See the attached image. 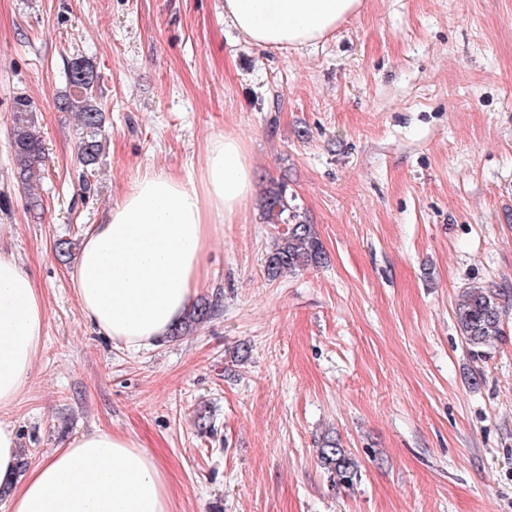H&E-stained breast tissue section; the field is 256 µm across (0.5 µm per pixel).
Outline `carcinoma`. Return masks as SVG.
Here are the masks:
<instances>
[{
    "mask_svg": "<svg viewBox=\"0 0 512 512\" xmlns=\"http://www.w3.org/2000/svg\"><path fill=\"white\" fill-rule=\"evenodd\" d=\"M100 75L84 56L73 57L67 67L66 90L56 99L60 112H74L78 118L77 158L82 170L92 173L105 152V111L97 97ZM33 101L26 96L14 100L12 115V147L16 179L31 187L45 166L46 153L36 125ZM263 218L268 224H282L286 230L274 239L265 259L267 277L274 280L284 272L306 265L321 264L326 254L314 226L301 220L297 207L288 201L284 186L268 189L261 200ZM512 292L506 288L470 286L458 296L454 319L461 338L476 352L490 346L503 333L506 299ZM215 306L207 299L193 304L171 329L174 336H183L211 318ZM318 461L327 470L336 486L351 489L359 479V464L340 439L327 437L318 448Z\"/></svg>",
    "mask_w": 512,
    "mask_h": 512,
    "instance_id": "cac0c4a2",
    "label": "carcinoma"
}]
</instances>
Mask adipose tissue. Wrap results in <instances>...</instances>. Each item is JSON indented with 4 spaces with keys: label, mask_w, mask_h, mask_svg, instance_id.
Returning a JSON list of instances; mask_svg holds the SVG:
<instances>
[{
    "label": "adipose tissue",
    "mask_w": 512,
    "mask_h": 512,
    "mask_svg": "<svg viewBox=\"0 0 512 512\" xmlns=\"http://www.w3.org/2000/svg\"><path fill=\"white\" fill-rule=\"evenodd\" d=\"M362 0H224V15L262 48L304 47L335 32ZM254 167L243 139L214 137L199 180L139 175L86 235L74 272L81 313L112 342L137 351L169 333L205 271L216 225L249 203ZM46 310L32 278L0 251V409L27 385ZM19 442L0 422V484L11 512H171L164 469L127 435L97 430L69 442L16 480Z\"/></svg>",
    "instance_id": "obj_1"
}]
</instances>
